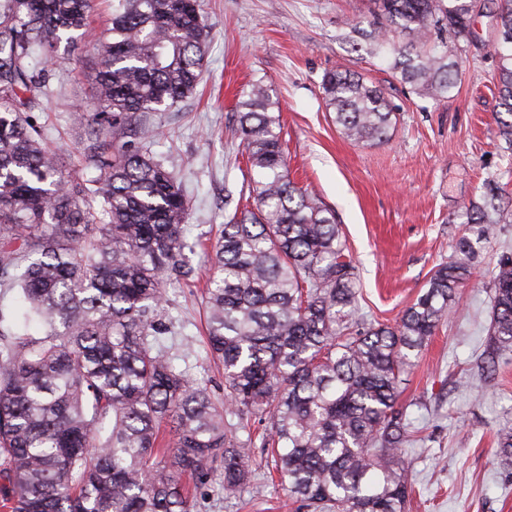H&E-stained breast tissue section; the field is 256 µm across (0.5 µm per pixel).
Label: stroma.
<instances>
[{
    "instance_id": "1",
    "label": "stroma",
    "mask_w": 512,
    "mask_h": 512,
    "mask_svg": "<svg viewBox=\"0 0 512 512\" xmlns=\"http://www.w3.org/2000/svg\"><path fill=\"white\" fill-rule=\"evenodd\" d=\"M499 0H477L471 41L453 45L461 64L448 98L414 91L394 74L391 54L366 33L378 17L373 0H203L210 28L201 81L166 112H149L151 151L164 160L189 201L186 257L197 281L166 287V321L202 350L204 289L211 242L246 190V155L234 112L261 80L279 101L291 178L333 211L359 283V315L392 325L452 254L466 207L488 178L505 190L497 238L481 248L474 280L456 312L402 375L398 406L415 432L405 457L414 492L406 512H512V462L497 454V434L512 428V351L499 354L494 378L476 365L490 325L482 280L512 253V150L495 136ZM112 0H96L89 34L60 46L52 94L32 117L51 148L81 166L80 105L100 61L95 38L110 24ZM359 32H352V25ZM350 70L384 88L396 122L380 143L346 139L321 94L324 75ZM194 512H296L288 492L257 476L225 500L220 477L198 487Z\"/></svg>"
}]
</instances>
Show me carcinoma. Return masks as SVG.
Returning a JSON list of instances; mask_svg holds the SVG:
<instances>
[{
  "label": "carcinoma",
  "mask_w": 512,
  "mask_h": 512,
  "mask_svg": "<svg viewBox=\"0 0 512 512\" xmlns=\"http://www.w3.org/2000/svg\"><path fill=\"white\" fill-rule=\"evenodd\" d=\"M477 0H381L377 50L401 81L446 98L449 45L469 39ZM95 0H0V507L4 512H193L182 480L223 473L239 497L274 465L307 512H406L412 439L397 409L401 374L452 312L477 245L496 235L493 180L466 211L468 234L394 325L357 315L358 286L335 215L288 177L279 102L261 81L236 112L255 207L234 212L212 247L207 355L224 366V402L168 345V282L188 284L189 203L148 149L146 112H165L200 82L209 27L201 0H118L98 39L86 103L85 180L28 119L50 95L40 56L61 65L66 33L88 29ZM500 39L497 137L512 147V0ZM405 41L394 40V35ZM326 108L357 143L388 139L392 106L350 71L326 74ZM485 288L490 351L512 350V255ZM255 419L259 435L232 436ZM173 424L165 443L162 423ZM270 455L255 457L256 440Z\"/></svg>",
  "instance_id": "obj_1"
}]
</instances>
